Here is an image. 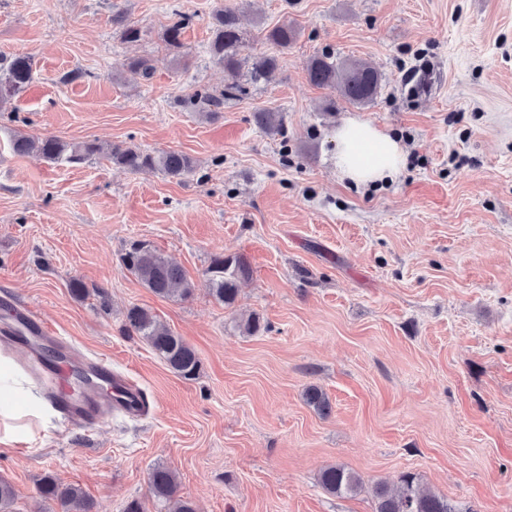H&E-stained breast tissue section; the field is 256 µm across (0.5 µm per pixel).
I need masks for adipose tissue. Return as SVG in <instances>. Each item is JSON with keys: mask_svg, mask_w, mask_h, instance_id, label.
I'll use <instances>...</instances> for the list:
<instances>
[{"mask_svg": "<svg viewBox=\"0 0 512 512\" xmlns=\"http://www.w3.org/2000/svg\"><path fill=\"white\" fill-rule=\"evenodd\" d=\"M336 169L357 185L395 178L405 161L400 143L369 123L350 119L335 134Z\"/></svg>", "mask_w": 512, "mask_h": 512, "instance_id": "adipose-tissue-1", "label": "adipose tissue"}]
</instances>
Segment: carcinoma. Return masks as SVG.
Segmentation results:
<instances>
[{
  "instance_id": "cac0c4a2",
  "label": "carcinoma",
  "mask_w": 512,
  "mask_h": 512,
  "mask_svg": "<svg viewBox=\"0 0 512 512\" xmlns=\"http://www.w3.org/2000/svg\"><path fill=\"white\" fill-rule=\"evenodd\" d=\"M192 17L182 13L173 14L165 28L163 40L168 48L182 46L184 31ZM112 24L121 29V37L128 43L141 39V29L126 22L122 13L112 14ZM211 40L208 53L211 60L224 68L229 83L219 93L197 91L181 100L182 106L197 110L212 117L224 107L227 97H243L248 89L267 82L278 66L274 56L264 53L242 55L246 39L239 25L238 15L230 9H220L212 16ZM263 40L281 48L290 46L298 31L288 22L271 29H262ZM129 70L144 78L153 76L155 67L149 59H133ZM309 81L318 88L338 93L353 104H365L374 99L381 84V74L374 66L359 59H338L330 54L316 55L309 61ZM34 78L32 58L28 55L0 57V104L27 88ZM256 124L269 131L283 126V115L278 112L261 111L254 114ZM13 152L25 155L33 150L52 163L79 164L96 156H106L112 164L131 173L143 171L160 172L170 178L183 179L197 168L191 156L176 151H147L137 146L112 145L103 147L96 141L78 144L68 143L56 136L34 139L18 134L12 140ZM125 270L134 275L153 293L165 298H189L194 290L183 268L172 259L158 252L149 242L137 240L130 244L122 256ZM252 270L244 257L219 256L207 268L206 282L209 293L226 307L237 298L238 284L251 276ZM124 327L129 333L141 336L160 357L165 365L179 377L192 380L200 371V360L196 351L181 337L145 308L132 306L124 315ZM307 403L317 412L325 414L330 403L325 394L316 387L305 392ZM321 487L332 495L355 496L363 490L361 477L342 466H329L319 476ZM149 489L157 501H171L177 489L175 474L168 468L156 467L149 476ZM39 496L58 503L61 512H93V502L82 488L61 485L52 476L46 475L38 482ZM375 502L374 512H460L448 499L427 491L420 486L412 473L403 474L394 487L378 483L372 488Z\"/></svg>"
}]
</instances>
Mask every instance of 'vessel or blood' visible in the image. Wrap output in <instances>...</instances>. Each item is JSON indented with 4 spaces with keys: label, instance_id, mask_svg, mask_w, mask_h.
Here are the masks:
<instances>
[{
    "label": "vessel or blood",
    "instance_id": "b4317fda",
    "mask_svg": "<svg viewBox=\"0 0 512 512\" xmlns=\"http://www.w3.org/2000/svg\"><path fill=\"white\" fill-rule=\"evenodd\" d=\"M12 342L28 358L55 410L70 424L95 427L109 413L139 416L148 401L138 383L113 371L110 362L71 347L32 307H17Z\"/></svg>",
    "mask_w": 512,
    "mask_h": 512
}]
</instances>
